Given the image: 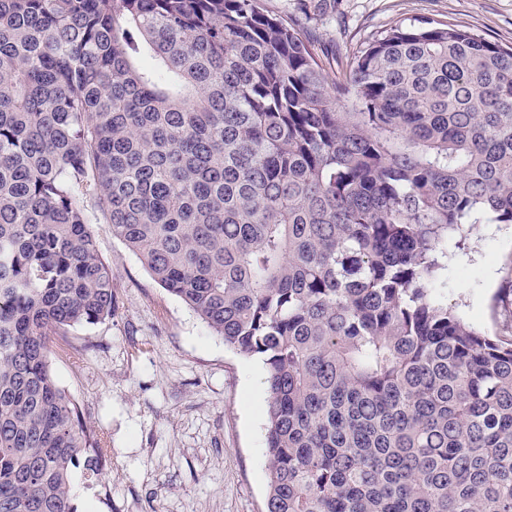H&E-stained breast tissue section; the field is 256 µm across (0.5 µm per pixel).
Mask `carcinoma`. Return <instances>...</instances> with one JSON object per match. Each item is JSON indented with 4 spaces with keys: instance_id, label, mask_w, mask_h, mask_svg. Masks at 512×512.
Instances as JSON below:
<instances>
[{
    "instance_id": "cac0c4a2",
    "label": "carcinoma",
    "mask_w": 512,
    "mask_h": 512,
    "mask_svg": "<svg viewBox=\"0 0 512 512\" xmlns=\"http://www.w3.org/2000/svg\"><path fill=\"white\" fill-rule=\"evenodd\" d=\"M90 205L262 358L266 512H512V339L436 294L512 224V49L398 22L333 77L260 0H0V512L104 468L51 369L117 306Z\"/></svg>"
}]
</instances>
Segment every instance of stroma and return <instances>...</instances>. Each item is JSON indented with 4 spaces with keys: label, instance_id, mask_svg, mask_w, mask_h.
I'll use <instances>...</instances> for the list:
<instances>
[{
    "label": "stroma",
    "instance_id": "35a3bbf8",
    "mask_svg": "<svg viewBox=\"0 0 512 512\" xmlns=\"http://www.w3.org/2000/svg\"><path fill=\"white\" fill-rule=\"evenodd\" d=\"M335 67L397 22H448L512 48V0H262ZM90 227L112 268L111 320L51 339L52 371L104 441L100 483L74 469L79 512H264L267 370L225 346L155 282L101 215ZM512 277V224H477L453 250L449 306L489 335L511 332L493 299ZM90 349L76 353V346Z\"/></svg>",
    "mask_w": 512,
    "mask_h": 512
}]
</instances>
